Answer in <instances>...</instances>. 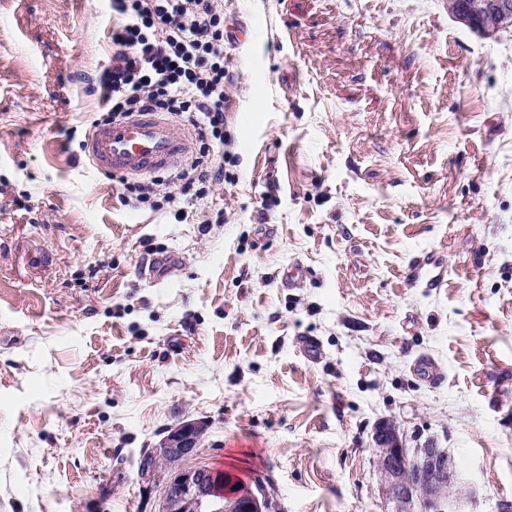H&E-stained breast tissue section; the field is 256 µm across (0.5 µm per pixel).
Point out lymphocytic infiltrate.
<instances>
[{"label":"lymphocytic infiltrate","mask_w":512,"mask_h":512,"mask_svg":"<svg viewBox=\"0 0 512 512\" xmlns=\"http://www.w3.org/2000/svg\"><path fill=\"white\" fill-rule=\"evenodd\" d=\"M122 24L113 27L116 47L99 75L103 124L136 112L188 118L197 132V150L175 177L123 180L124 203L151 211L173 207L183 222L188 211L177 198L205 199L230 179L233 155L226 152L229 72L224 65V7L220 0H110Z\"/></svg>","instance_id":"lymphocytic-infiltrate-1"}]
</instances>
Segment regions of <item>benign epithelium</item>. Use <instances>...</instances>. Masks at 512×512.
<instances>
[{
  "label": "benign epithelium",
  "instance_id": "obj_1",
  "mask_svg": "<svg viewBox=\"0 0 512 512\" xmlns=\"http://www.w3.org/2000/svg\"><path fill=\"white\" fill-rule=\"evenodd\" d=\"M448 14L480 35H492L512 25V0H448ZM200 425L183 422L170 429L162 440V451L173 457H189L197 453V433ZM375 438L385 446L379 458V470L386 495L404 504L407 512L420 505L424 512L434 503L417 495V487L431 469H438L441 480L455 483L454 468L438 467L447 458L443 448H407L395 429L385 423L378 426ZM215 489L208 488L203 477L194 469H185L169 477L167 496L159 512H233L235 505L223 496L216 497L221 479L214 480Z\"/></svg>",
  "mask_w": 512,
  "mask_h": 512
}]
</instances>
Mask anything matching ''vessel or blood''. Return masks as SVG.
<instances>
[{"instance_id": "b4317fda", "label": "vessel or blood", "mask_w": 512, "mask_h": 512, "mask_svg": "<svg viewBox=\"0 0 512 512\" xmlns=\"http://www.w3.org/2000/svg\"><path fill=\"white\" fill-rule=\"evenodd\" d=\"M191 143L176 125L154 112L93 129L84 151L97 170L139 175L161 170L189 153Z\"/></svg>"}]
</instances>
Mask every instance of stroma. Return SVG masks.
<instances>
[{"label": "stroma", "instance_id": "stroma-1", "mask_svg": "<svg viewBox=\"0 0 512 512\" xmlns=\"http://www.w3.org/2000/svg\"><path fill=\"white\" fill-rule=\"evenodd\" d=\"M112 25L0 0V512H158L140 459L190 420L174 470L260 481L273 512H393L382 422L447 449L445 512H512V28L224 0L235 179L179 223L80 155ZM200 425L196 422H183L174 428H170L168 434L162 440V450L173 457H189L197 453L199 443L197 433Z\"/></svg>", "mask_w": 512, "mask_h": 512}]
</instances>
